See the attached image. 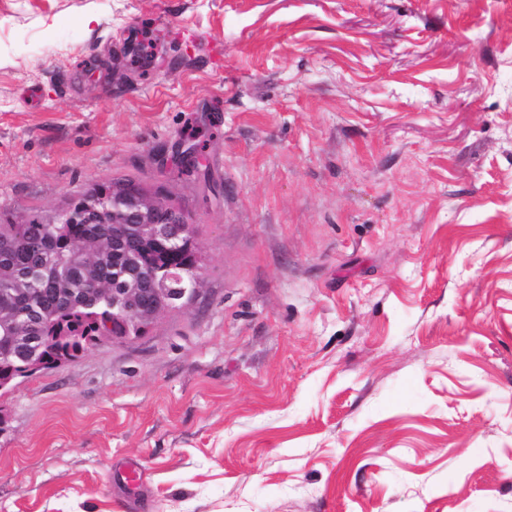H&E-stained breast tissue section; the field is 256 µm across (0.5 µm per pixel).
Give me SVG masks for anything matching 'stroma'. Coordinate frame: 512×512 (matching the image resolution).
Segmentation results:
<instances>
[{"label":"stroma","mask_w":512,"mask_h":512,"mask_svg":"<svg viewBox=\"0 0 512 512\" xmlns=\"http://www.w3.org/2000/svg\"><path fill=\"white\" fill-rule=\"evenodd\" d=\"M124 180L202 289L0 396V512H512V0H0V222Z\"/></svg>","instance_id":"1"}]
</instances>
